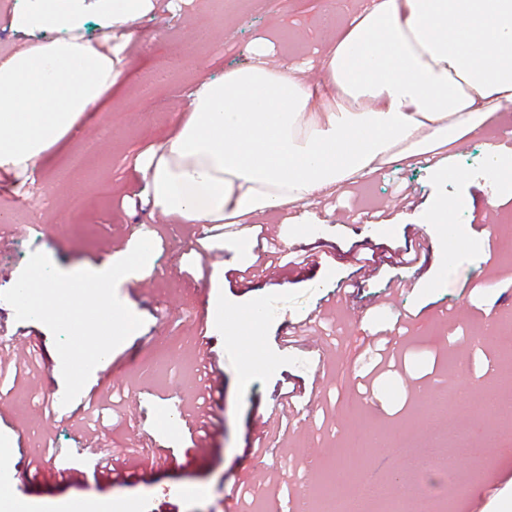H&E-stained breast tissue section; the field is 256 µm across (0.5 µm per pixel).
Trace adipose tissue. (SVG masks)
I'll return each mask as SVG.
<instances>
[{
  "label": "adipose tissue",
  "mask_w": 512,
  "mask_h": 512,
  "mask_svg": "<svg viewBox=\"0 0 512 512\" xmlns=\"http://www.w3.org/2000/svg\"><path fill=\"white\" fill-rule=\"evenodd\" d=\"M160 2L25 0L10 29L28 43L0 59L1 173L37 177L52 149L106 111L137 23ZM96 17L109 29L99 46L83 36ZM272 50L254 40L249 64L192 92L136 166L144 205L185 224L244 222L512 110V0H372L329 42L314 88L305 67L270 63Z\"/></svg>",
  "instance_id": "adipose-tissue-1"
}]
</instances>
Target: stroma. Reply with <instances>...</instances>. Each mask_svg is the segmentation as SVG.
Returning a JSON list of instances; mask_svg holds the SVG:
<instances>
[{
    "mask_svg": "<svg viewBox=\"0 0 512 512\" xmlns=\"http://www.w3.org/2000/svg\"><path fill=\"white\" fill-rule=\"evenodd\" d=\"M361 0H182L176 12L139 21L127 51L130 77L107 111L83 133L66 139L44 166L41 191L24 177L0 173V292L11 288L31 253H45L65 272L101 271L109 252L134 248L148 232L155 254L138 281L118 282V298L144 321L150 344L130 335L110 354L111 379L91 373L85 388L98 408L88 427L70 418L62 402L61 360L50 329L20 321L0 301V330L16 336L21 365L0 368V441H8L10 469L19 490L0 512H42L87 494L136 512H225L224 488L244 470L276 471L285 481L259 487L253 512L288 505L297 497L307 512H322L320 497L336 493L359 502L360 512H502L512 501V410H491V399L512 383V187L486 179L487 147L512 137V112L498 113L485 129L418 156L382 167L363 181L278 213L253 216L268 225L285 254L319 252L301 272L281 268L274 277L244 286L240 272L257 258L241 250L234 232L216 225L200 238L195 224L149 212L139 204L138 160L189 108V94L225 69L249 63L258 38H273V60L298 65L320 58L327 45L323 11L344 27ZM88 163L69 166L78 150ZM447 174H440V167ZM28 197L30 206L16 204ZM462 199L448 220L464 238L448 253L426 209ZM383 208L381 219H352V212ZM486 224L498 260L490 267L466 246ZM426 240L428 261L417 271L382 266L353 287V254ZM223 269L215 279L214 269ZM337 309L321 338L284 345V328L316 316L327 296ZM409 316L402 343L405 360L381 375L383 404L356 392V378L371 363L357 332L389 328ZM207 335L224 374L221 413L214 418L208 451L198 454L178 420L194 406L202 386L198 340ZM35 339L36 351L26 342ZM295 388L294 412L274 413L287 439L264 457L247 443L260 413L272 410L281 385ZM102 431L100 450L118 455L142 445L150 430L157 454L139 455L129 478L94 475L89 428ZM465 439L485 441L483 463L460 457ZM99 450V451H100ZM419 458L430 475L416 480ZM452 465L455 482L441 467ZM69 470L73 483L57 473Z\"/></svg>",
    "mask_w": 512,
    "mask_h": 512,
    "instance_id": "1",
    "label": "stroma"
}]
</instances>
